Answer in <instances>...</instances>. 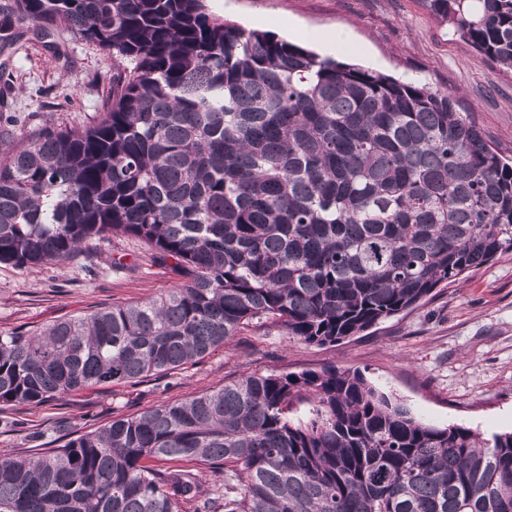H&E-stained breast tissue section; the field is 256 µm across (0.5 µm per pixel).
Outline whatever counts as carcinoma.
<instances>
[{
    "instance_id": "1",
    "label": "carcinoma",
    "mask_w": 512,
    "mask_h": 512,
    "mask_svg": "<svg viewBox=\"0 0 512 512\" xmlns=\"http://www.w3.org/2000/svg\"><path fill=\"white\" fill-rule=\"evenodd\" d=\"M426 2L512 71V0ZM12 14L100 47L112 85L91 125L6 149L0 263L62 265L124 235L183 282L0 332V409L166 374L255 321L336 343L512 251V161L446 91L205 0H13ZM63 426L30 436L52 445L38 456H0V512H512V432L426 424L357 371L250 374Z\"/></svg>"
}]
</instances>
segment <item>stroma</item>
Instances as JSON below:
<instances>
[{
  "label": "stroma",
  "instance_id": "obj_1",
  "mask_svg": "<svg viewBox=\"0 0 512 512\" xmlns=\"http://www.w3.org/2000/svg\"><path fill=\"white\" fill-rule=\"evenodd\" d=\"M211 14L247 30L267 31L323 57L356 63L459 95L485 138L512 156V72L453 37L425 0H206ZM0 50V144L48 127L93 123L112 81V61L66 30L52 41L31 23ZM344 30L336 44L321 35ZM130 236L92 239L63 266L0 264V331L39 330L115 304L158 296L179 278L152 262ZM326 366L361 372L426 423L462 424L483 437L512 431V252L436 289L422 306L359 335L315 346L271 325L249 327L196 364L137 384H106L41 405H15L16 431L0 434V455L29 451L30 432L64 418L91 431L164 401H184L249 374L299 373Z\"/></svg>",
  "mask_w": 512,
  "mask_h": 512
}]
</instances>
